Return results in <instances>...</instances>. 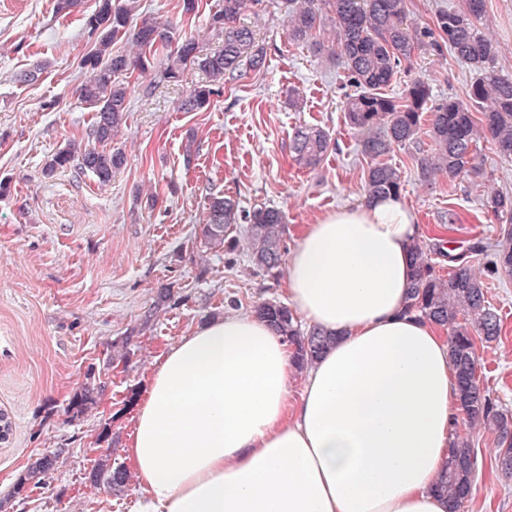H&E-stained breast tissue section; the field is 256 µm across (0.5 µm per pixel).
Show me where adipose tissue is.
I'll list each match as a JSON object with an SVG mask.
<instances>
[{"instance_id": "1", "label": "adipose tissue", "mask_w": 512, "mask_h": 512, "mask_svg": "<svg viewBox=\"0 0 512 512\" xmlns=\"http://www.w3.org/2000/svg\"><path fill=\"white\" fill-rule=\"evenodd\" d=\"M419 236L393 196L305 227L288 301L338 340L298 398L287 343L255 316L225 310L167 347L126 448L134 512H448L456 376L438 326L404 311Z\"/></svg>"}]
</instances>
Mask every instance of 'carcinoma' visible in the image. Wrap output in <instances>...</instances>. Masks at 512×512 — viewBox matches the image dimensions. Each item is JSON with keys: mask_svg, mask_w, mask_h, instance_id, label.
I'll return each mask as SVG.
<instances>
[{"mask_svg": "<svg viewBox=\"0 0 512 512\" xmlns=\"http://www.w3.org/2000/svg\"><path fill=\"white\" fill-rule=\"evenodd\" d=\"M261 0H222L208 15L207 28L223 39L213 54L202 55L194 39L170 21L144 16L132 25L139 11L138 0H97L85 25L94 36V48L81 67L86 78L76 89L79 100L95 112L92 140H69L46 165L45 172L64 169L73 160L79 168L106 186L126 161L124 153L112 147L128 112L127 74L159 69L160 81L178 82L188 65L201 70L206 80L196 85L180 102L185 112L208 106L211 98L224 91V84L238 80L265 65V48L256 41L254 30L243 16ZM288 22V43L308 46L314 55L343 68L354 93L343 104L347 125L359 136L361 155L367 159L366 191L372 196L398 195L403 187L399 167L389 162L398 149L421 145L422 136L433 143L431 152L417 159L420 182L431 185L436 178L448 185L465 176L479 174V144L490 143L496 154L512 161V75L497 67L498 49L486 35L485 0H463L436 16L439 35L448 42V53L468 66L472 73L466 98L450 97L432 102L429 85L420 79L406 84L399 93L388 89L398 80L403 64L415 52L438 44L425 43L420 32L407 24L408 0H283ZM329 23L331 37L320 38L317 26ZM126 39L137 47L134 55L113 51ZM430 113L425 118L424 113ZM331 145L329 131L321 127H300L292 141L297 165L315 169ZM482 207L499 221L493 241L473 244L471 251L483 256L485 277L477 276L462 255H448V275L436 271L433 256L445 254L441 245L430 248L423 241L412 247L413 280L406 311L448 330L449 361L458 381L462 425L483 427L494 433L495 465L502 479L512 481V411L491 397L480 383L482 368L477 342L491 344L501 335V319L488 298V289L498 281L512 280V195L493 188L483 192ZM245 223L243 245L226 241L227 229ZM202 234L209 248L242 247L252 265L269 274L281 264L285 250L286 224L282 211L255 206L239 210L219 195L209 197ZM253 313L268 322L292 349L293 365L303 371L334 342L318 327L301 329L288 305L263 301ZM106 383H88L76 392L69 408L85 410L103 393ZM54 457L45 455L20 475L14 493L21 495L42 484ZM477 455L469 433L455 428L452 453L436 491L448 499V512H462L475 489ZM93 485L123 488L128 471L111 470L99 464L88 473Z\"/></svg>", "mask_w": 512, "mask_h": 512, "instance_id": "cac0c4a2", "label": "carcinoma"}]
</instances>
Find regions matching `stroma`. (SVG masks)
Instances as JSON below:
<instances>
[{"label":"stroma","instance_id":"35a3bbf8","mask_svg":"<svg viewBox=\"0 0 512 512\" xmlns=\"http://www.w3.org/2000/svg\"><path fill=\"white\" fill-rule=\"evenodd\" d=\"M181 0H142L146 14L177 24L200 50L221 45L206 27L218 0H202L183 14ZM95 0L59 17L53 0H0V412L11 421L0 441V512H131L135 482L119 491L92 485L98 463L124 466L134 406L161 352L203 318L226 308L248 313L262 301H285L283 279L257 272L240 250L208 249L202 236L209 194L250 209L265 203L286 216V247L326 212L361 203L366 161L345 122L351 90L342 69L303 46L290 44L281 0H264L247 14L267 51L261 71L228 83L208 109L178 104L205 79L186 67L179 82L131 76L126 122L117 140L126 165L101 187L77 164L46 174L66 140L87 141L95 114L75 91L84 78L81 58L94 40L85 18ZM498 67L512 75V0H486ZM41 65L38 78L21 75ZM471 74L447 51L416 53L402 81L427 82L435 100L464 97ZM302 126H320L332 143L322 164L299 168L291 139ZM195 151L185 157L184 142ZM414 149L391 156L404 174L401 197L427 244L439 239L467 252L494 237L499 224L483 213L484 188L512 193V161L483 144L479 176L424 186ZM154 202H147V195ZM456 211L461 222L442 219ZM170 299L156 306L160 289ZM502 320L497 342L481 348V381L512 408V282L491 291ZM126 343L118 354V343ZM107 381L95 405L68 412L88 370ZM476 494L464 512H512V481L495 469L494 437L476 432ZM51 454L55 465L28 495L13 487L33 462Z\"/></svg>","mask_w":512,"mask_h":512}]
</instances>
